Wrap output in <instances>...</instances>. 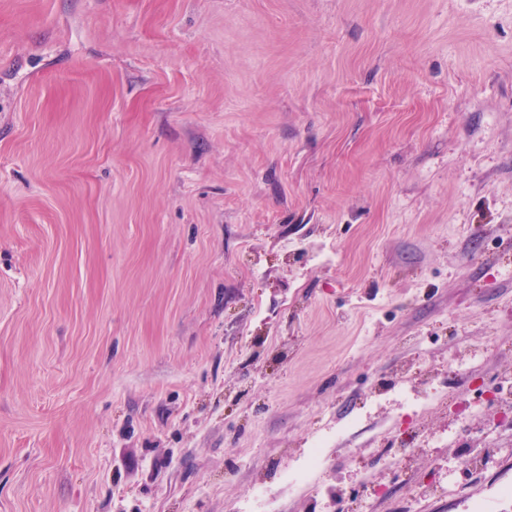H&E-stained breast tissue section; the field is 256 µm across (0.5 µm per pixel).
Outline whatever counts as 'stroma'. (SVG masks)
Here are the masks:
<instances>
[{
	"label": "stroma",
	"instance_id": "35a3bbf8",
	"mask_svg": "<svg viewBox=\"0 0 512 512\" xmlns=\"http://www.w3.org/2000/svg\"><path fill=\"white\" fill-rule=\"evenodd\" d=\"M508 373L512 0H0V512H512Z\"/></svg>",
	"mask_w": 512,
	"mask_h": 512
}]
</instances>
